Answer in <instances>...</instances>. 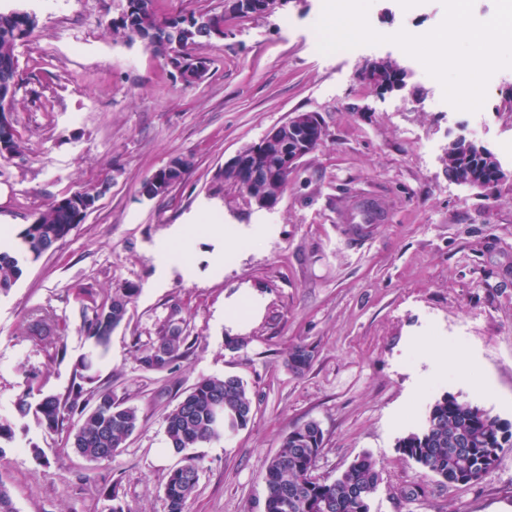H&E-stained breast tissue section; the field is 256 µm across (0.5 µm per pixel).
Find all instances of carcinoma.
Here are the masks:
<instances>
[{"label": "carcinoma", "mask_w": 512, "mask_h": 512, "mask_svg": "<svg viewBox=\"0 0 512 512\" xmlns=\"http://www.w3.org/2000/svg\"><path fill=\"white\" fill-rule=\"evenodd\" d=\"M122 22L110 21L112 32L129 41H140L153 53L164 56L175 50L189 66L195 64L196 50L212 39L209 28L224 30V14L191 11L160 15L154 0H125ZM38 24L28 11L0 10V82L18 85L19 60L16 49ZM499 161L494 154L464 159L448 148V177L460 184L498 183ZM107 185L99 183L73 192L90 207L104 195ZM79 210L52 201L32 215L19 233L15 253L0 252V292L12 288L29 261L38 260L57 246L81 223ZM136 288H122L101 303L90 299L81 308V326L95 346L107 350L112 332L124 321ZM27 334L37 346L51 348L65 356L66 348L53 313L31 314ZM197 342L182 318L171 319L156 342L140 358L143 369L163 372ZM313 351L295 346L288 353V368L297 375L311 366ZM33 387L25 389L17 403L20 417L35 411L48 432H59L74 416L69 431L71 445L83 458L100 461L123 446L138 424L137 409L119 403L109 393L94 394L80 384L66 394L46 395L29 402ZM252 418V400L244 381L235 375L202 377L166 416L169 447L176 452L219 440L242 429ZM398 451L446 484H469L481 479L506 448H512V422L491 415L478 405L461 402L448 392L428 408L422 424L398 440ZM323 449V431L312 421L294 427L282 439L266 463L264 512H371V503L381 477L376 461L365 454L347 466L332 482L314 475ZM199 479L194 458L172 469L163 485L168 512H184Z\"/></svg>", "instance_id": "obj_1"}]
</instances>
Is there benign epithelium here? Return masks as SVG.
I'll return each mask as SVG.
<instances>
[{
  "label": "benign epithelium",
  "mask_w": 512,
  "mask_h": 512,
  "mask_svg": "<svg viewBox=\"0 0 512 512\" xmlns=\"http://www.w3.org/2000/svg\"><path fill=\"white\" fill-rule=\"evenodd\" d=\"M12 90L0 86V106L5 111L0 113V156H11L8 127L11 125L10 113L6 111ZM323 129L320 117L313 112L295 113L280 125L269 129L261 140L249 149L237 153L224 163V169L238 172L252 182H265L271 187L288 183L301 159L311 153L314 144L309 132L311 128ZM457 152L470 157L474 154L485 155L487 149L475 142L456 138ZM182 174L180 165L171 162L164 167V176L152 177L155 194L166 195Z\"/></svg>",
  "instance_id": "1"
}]
</instances>
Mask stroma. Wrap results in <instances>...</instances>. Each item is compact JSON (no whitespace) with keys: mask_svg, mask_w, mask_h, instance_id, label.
I'll return each instance as SVG.
<instances>
[{"mask_svg":"<svg viewBox=\"0 0 512 512\" xmlns=\"http://www.w3.org/2000/svg\"><path fill=\"white\" fill-rule=\"evenodd\" d=\"M124 0H0L35 13L17 49L11 119L21 153L0 159V225L21 231L31 215L85 185L107 183L97 208L0 293V485L15 512H168L162 485L182 457L167 445L165 418L203 376H240L254 415L224 440L199 444L195 493L185 512H263L267 460L295 426L316 421L324 447L314 474L334 480L370 454L381 472L372 512H512V448L478 482L446 485L397 450L443 393L512 422V69L489 83L483 108L455 113L416 59L393 44L320 53L321 0H285L275 13L226 17L204 44L206 76L183 86L163 57L113 37ZM439 0H373L383 34L421 35L440 24ZM404 69L405 85L361 80L373 60ZM295 112H315L325 135L290 176L273 210L249 205L220 178L225 161ZM504 177L492 193L448 176V145L471 125ZM192 166L154 199L141 182L171 158ZM224 234L212 236V222ZM193 268L162 276L153 248L171 227ZM224 256L214 274L213 259ZM139 293L127 320L97 355L80 329L89 298ZM257 317L228 323L245 297ZM53 312L65 357L33 345V311ZM197 343L162 372L138 361L173 312ZM242 342L225 348L226 337ZM462 352L469 379L429 362L437 344ZM314 358L291 372L290 349ZM92 357L88 390L134 405L139 423L105 461L79 456L66 433L19 417L26 387L62 395ZM116 500H109L108 491Z\"/></svg>","mask_w":512,"mask_h":512,"instance_id":"stroma-1","label":"stroma"}]
</instances>
